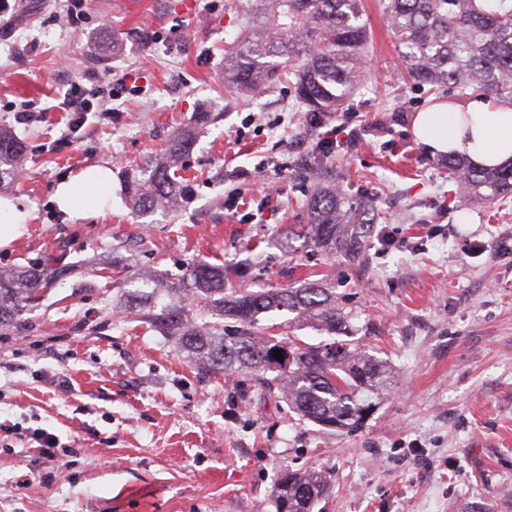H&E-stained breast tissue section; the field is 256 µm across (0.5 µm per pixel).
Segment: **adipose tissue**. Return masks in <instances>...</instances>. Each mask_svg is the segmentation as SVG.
Here are the masks:
<instances>
[{
	"mask_svg": "<svg viewBox=\"0 0 512 512\" xmlns=\"http://www.w3.org/2000/svg\"><path fill=\"white\" fill-rule=\"evenodd\" d=\"M414 138L432 156H464L479 168L512 163V104L479 95L462 101H438L417 112ZM56 208L73 218L111 209L112 170L94 164L60 181L53 194Z\"/></svg>",
	"mask_w": 512,
	"mask_h": 512,
	"instance_id": "adipose-tissue-1",
	"label": "adipose tissue"
}]
</instances>
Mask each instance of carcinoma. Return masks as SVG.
Returning <instances> with one entry per match:
<instances>
[{"label":"carcinoma","instance_id":"carcinoma-1","mask_svg":"<svg viewBox=\"0 0 512 512\" xmlns=\"http://www.w3.org/2000/svg\"><path fill=\"white\" fill-rule=\"evenodd\" d=\"M250 7L258 21L252 34L224 47V87L254 91L274 80L293 79L306 108L307 125L342 111L360 87L369 36L361 22L362 0H233ZM384 10L402 48L406 78L429 94L442 87L464 95L479 91L512 101V0H386ZM189 134H175L168 147L149 158L127 183L140 212L175 208L185 191L172 169L189 151ZM23 146L0 130V191L18 179ZM460 201L506 202L512 197V167L476 168L462 156L445 160ZM307 221L288 227V240H301L352 263L366 260L364 225L374 223V205L324 182L306 203ZM122 288L113 309L131 311L166 336H173L196 369L212 373L244 370L269 390L280 391L302 418L329 430L353 429L372 408L371 395L389 390L387 362L357 339L312 345L277 339L260 318L288 311L313 318L323 330L342 335L348 318L336 306L334 289L303 280L296 288H255L237 267L199 261L181 278L167 281L132 264L122 267ZM65 275V267L34 263L0 270V335L12 331L39 306L42 291ZM238 324L224 335V320ZM276 350L288 359L275 358ZM275 373L271 379L267 372ZM328 491L316 472H289L276 487V512H312Z\"/></svg>","mask_w":512,"mask_h":512}]
</instances>
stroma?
<instances>
[{
	"label": "stroma",
	"mask_w": 512,
	"mask_h": 512,
	"mask_svg": "<svg viewBox=\"0 0 512 512\" xmlns=\"http://www.w3.org/2000/svg\"><path fill=\"white\" fill-rule=\"evenodd\" d=\"M62 0H16L0 25V128L23 144L5 190L30 218L0 269L63 261L72 271L0 335V512H275L288 471L326 475L313 512H512V203L454 202L448 171L413 137L431 95L400 78L380 0H363V85L330 126L354 135L328 152L347 194L374 201L356 266L281 236L305 221L326 131L308 134L293 83L224 90V45L245 19L229 0H89L65 24ZM112 84L109 111L69 129V84ZM32 110L17 122L14 108ZM190 131L178 215L141 214L125 174ZM112 169V210L73 219L58 182ZM132 264L166 277L197 259L268 263L256 283L329 278L348 333L391 367L392 387L362 426L302 419L247 372L205 375L168 337L117 315L112 280L93 276L129 238ZM44 429L47 456L31 438Z\"/></svg>",
	"instance_id": "obj_1"
}]
</instances>
